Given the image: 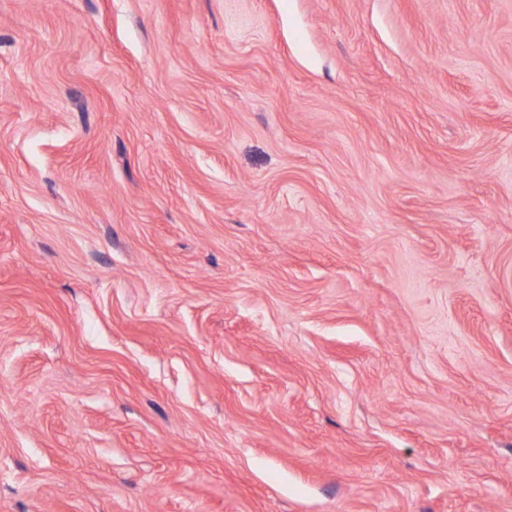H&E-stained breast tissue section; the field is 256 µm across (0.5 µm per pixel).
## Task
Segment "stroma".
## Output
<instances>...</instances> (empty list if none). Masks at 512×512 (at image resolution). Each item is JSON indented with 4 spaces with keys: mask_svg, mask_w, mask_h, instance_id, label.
Masks as SVG:
<instances>
[{
    "mask_svg": "<svg viewBox=\"0 0 512 512\" xmlns=\"http://www.w3.org/2000/svg\"><path fill=\"white\" fill-rule=\"evenodd\" d=\"M0 512H512V0H0Z\"/></svg>",
    "mask_w": 512,
    "mask_h": 512,
    "instance_id": "stroma-1",
    "label": "stroma"
}]
</instances>
